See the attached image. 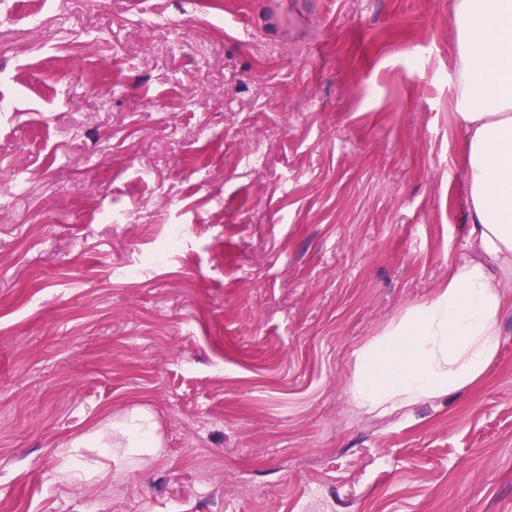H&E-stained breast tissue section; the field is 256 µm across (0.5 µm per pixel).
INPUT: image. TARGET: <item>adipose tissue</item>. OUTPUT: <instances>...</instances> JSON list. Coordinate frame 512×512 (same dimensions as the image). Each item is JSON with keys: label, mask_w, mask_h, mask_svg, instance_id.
Instances as JSON below:
<instances>
[{"label": "adipose tissue", "mask_w": 512, "mask_h": 512, "mask_svg": "<svg viewBox=\"0 0 512 512\" xmlns=\"http://www.w3.org/2000/svg\"><path fill=\"white\" fill-rule=\"evenodd\" d=\"M454 51L469 252L449 259L448 279L429 300L355 350L347 393L368 415L479 384L512 312V0H456ZM163 448L156 413L134 404L59 448L57 478L92 484Z\"/></svg>", "instance_id": "adipose-tissue-1"}]
</instances>
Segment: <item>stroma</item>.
Here are the masks:
<instances>
[{
	"mask_svg": "<svg viewBox=\"0 0 512 512\" xmlns=\"http://www.w3.org/2000/svg\"><path fill=\"white\" fill-rule=\"evenodd\" d=\"M223 2L0 0V512H512V313L472 389L346 393L466 251L455 0ZM136 402L162 454L57 482Z\"/></svg>",
	"mask_w": 512,
	"mask_h": 512,
	"instance_id": "1",
	"label": "stroma"
}]
</instances>
